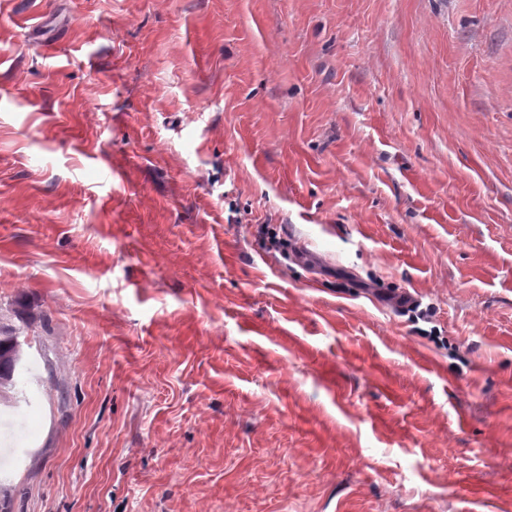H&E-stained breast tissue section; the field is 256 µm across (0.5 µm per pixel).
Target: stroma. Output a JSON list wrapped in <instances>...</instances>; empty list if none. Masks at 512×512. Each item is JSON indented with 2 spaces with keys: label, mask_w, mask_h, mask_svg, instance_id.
I'll list each match as a JSON object with an SVG mask.
<instances>
[{
  "label": "stroma",
  "mask_w": 512,
  "mask_h": 512,
  "mask_svg": "<svg viewBox=\"0 0 512 512\" xmlns=\"http://www.w3.org/2000/svg\"><path fill=\"white\" fill-rule=\"evenodd\" d=\"M7 512H512V0H0Z\"/></svg>",
  "instance_id": "stroma-1"
}]
</instances>
